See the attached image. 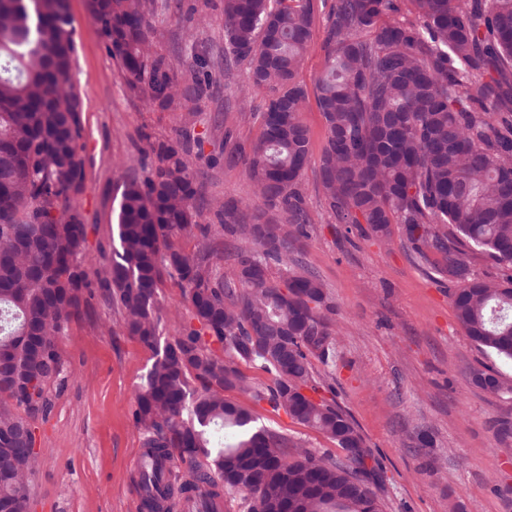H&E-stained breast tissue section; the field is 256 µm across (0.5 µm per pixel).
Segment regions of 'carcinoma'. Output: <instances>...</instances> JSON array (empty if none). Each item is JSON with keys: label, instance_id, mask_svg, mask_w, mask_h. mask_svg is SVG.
Masks as SVG:
<instances>
[{"label": "carcinoma", "instance_id": "obj_1", "mask_svg": "<svg viewBox=\"0 0 512 512\" xmlns=\"http://www.w3.org/2000/svg\"><path fill=\"white\" fill-rule=\"evenodd\" d=\"M334 0L321 31L325 66L316 100L327 138L319 181L341 224L374 234L400 224L423 260L448 276L456 318L478 348L512 364V0ZM110 54L149 105L177 103L194 118L206 81L180 80L152 52L151 0H87ZM313 0H224V67L247 65L266 93L260 134L224 155L243 166L282 225L224 202L218 223L199 224L201 183L186 138L150 143L154 165L125 179L118 246L103 265L86 253L87 224L73 206L84 180L69 0H0V512H26L36 467L33 421L48 415L62 372L57 336L78 311L94 269L127 335L152 353L136 394L142 430L139 486L147 512L175 494L217 512H383L379 477L351 417L315 399L313 360L334 357L323 283L292 256L308 235L300 180L310 158L296 82L313 39ZM176 234L195 237L187 254ZM243 241L224 273V236ZM481 255L502 271L472 270ZM177 282L190 316L162 338L159 285ZM271 383H255L242 366ZM490 394H512L494 368L471 373ZM239 389L292 422L327 436L343 454L313 452L252 426ZM512 447V416L494 423ZM189 479L164 477L170 449Z\"/></svg>", "mask_w": 512, "mask_h": 512}]
</instances>
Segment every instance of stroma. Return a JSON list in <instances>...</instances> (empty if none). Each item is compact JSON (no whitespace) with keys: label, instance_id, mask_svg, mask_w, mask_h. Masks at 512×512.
Returning a JSON list of instances; mask_svg holds the SVG:
<instances>
[{"label":"stroma","instance_id":"1","mask_svg":"<svg viewBox=\"0 0 512 512\" xmlns=\"http://www.w3.org/2000/svg\"><path fill=\"white\" fill-rule=\"evenodd\" d=\"M154 5V51L179 64L183 78L192 53L209 60L210 90L191 125L180 107H151L130 88L85 0H70V82L84 104L85 178L74 203L87 225V252L96 258L112 252L118 182L145 178L153 164L148 139L171 138L180 129L195 140L189 161L202 175L198 223H215L217 202L236 201L248 215L265 209L243 167L224 164L225 135L258 136L264 96L250 89L245 65L224 72L223 0ZM323 68L316 38L298 73L309 94L303 121L314 160L300 185L311 225L294 255L324 283L341 330L334 361L317 368L320 394L353 419L378 462L385 512H512V495L496 492L512 486V447L499 442L492 426L512 412V398L471 384V370L491 359L458 325L447 279L416 258L400 227L386 238L364 236L325 207L316 159L326 130L314 98ZM58 348L64 372L50 387V413L35 423L37 470L26 512H144L136 468L142 435L133 411L151 353L126 334L119 309L98 287L84 296ZM228 396L250 408L257 425L313 450L333 446L315 429L254 405L247 393Z\"/></svg>","mask_w":512,"mask_h":512}]
</instances>
